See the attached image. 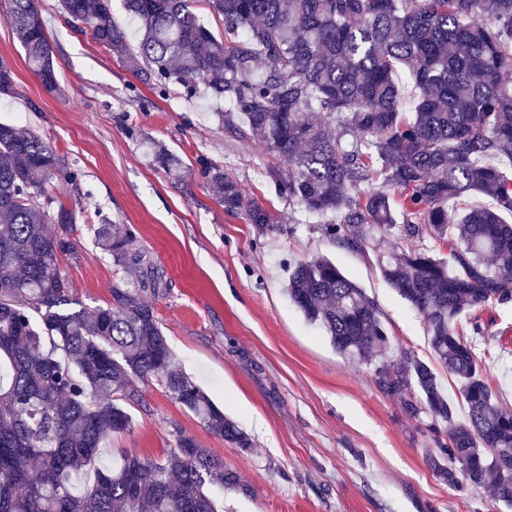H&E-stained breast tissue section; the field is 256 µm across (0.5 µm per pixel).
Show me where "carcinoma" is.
<instances>
[{
	"mask_svg": "<svg viewBox=\"0 0 512 512\" xmlns=\"http://www.w3.org/2000/svg\"><path fill=\"white\" fill-rule=\"evenodd\" d=\"M28 67L57 90L55 45L35 0H3ZM125 0L137 46L112 0H60L63 15L164 90L205 93L239 142L284 165L278 194L328 216L324 233L376 254L387 284L422 318L435 361L458 383L455 416L437 375L408 350L391 353L376 304L323 256L288 267V299L345 358L373 367L377 389L443 434L431 460L454 487H487L512 507V476L490 449L512 452V413L457 332L462 316L512 303V0ZM202 176L224 211L251 224L274 215L230 175ZM80 180L35 129L0 123V512H216L211 486L252 488L180 428L159 458L104 465L105 439L133 429L140 384L155 380L210 433L249 449V434L183 370L155 316L158 279L131 232L97 228L122 278L111 301L75 302L58 259L76 254V212L46 193ZM368 190H361V187ZM494 206L458 210L466 196ZM429 237L446 248L382 252L380 240Z\"/></svg>",
	"mask_w": 512,
	"mask_h": 512,
	"instance_id": "cac0c4a2",
	"label": "carcinoma"
}]
</instances>
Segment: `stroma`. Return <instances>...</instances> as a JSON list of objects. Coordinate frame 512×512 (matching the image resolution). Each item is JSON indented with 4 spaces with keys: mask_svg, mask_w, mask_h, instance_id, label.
<instances>
[{
    "mask_svg": "<svg viewBox=\"0 0 512 512\" xmlns=\"http://www.w3.org/2000/svg\"><path fill=\"white\" fill-rule=\"evenodd\" d=\"M37 5L56 46L59 89L48 92L28 68L0 10V60L14 81L0 95V120L33 127L82 173L78 187L50 189L83 222L76 257L59 260L70 295L90 305L110 301L118 275L93 226L105 218L130 227L162 279L153 304L170 349L255 443L244 451L210 434L149 382L132 431L103 446L104 463L124 449L162 456L178 426L253 490L247 497L213 489L219 512H507L487 489L444 482L429 465L440 454L433 433L377 389L368 365L335 351L284 292L290 262L329 257L375 301L394 349L433 363L422 318L385 282L373 254L329 240L321 217L279 197L265 175L274 157L228 137L205 103L186 100L176 84L163 93L153 88L91 33L74 32L58 0ZM147 140L178 156L181 167L153 165ZM205 163L234 177L276 223L225 212L201 176ZM476 314L484 332L466 322L464 338L512 410V305Z\"/></svg>",
    "mask_w": 512,
    "mask_h": 512,
    "instance_id": "1",
    "label": "stroma"
}]
</instances>
